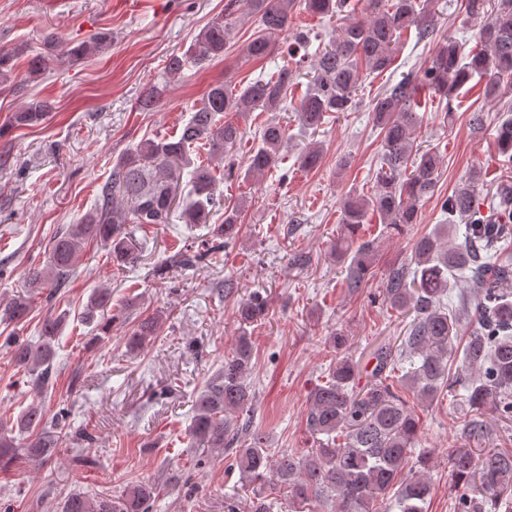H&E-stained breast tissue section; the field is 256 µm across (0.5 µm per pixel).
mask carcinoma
Returning <instances> with one entry per match:
<instances>
[{"mask_svg":"<svg viewBox=\"0 0 512 512\" xmlns=\"http://www.w3.org/2000/svg\"><path fill=\"white\" fill-rule=\"evenodd\" d=\"M360 0H228L224 14L214 18L196 36L192 58L198 64L224 57L239 13L259 18L261 34L246 47L247 55L265 59L278 48V38L288 30L291 13L299 9L328 20L341 21L339 33L322 44L310 65V80L296 117L307 129H317L331 112H349L360 68L381 74L392 66L402 35L418 27L423 40L434 32L427 4L417 0H368V19L356 17ZM470 18L487 16L477 33V45L448 38L439 43L421 75H408L370 102L381 130V161L375 176V192L348 199L342 209V231L336 241V258L348 263L344 287L354 294L373 277L376 253L366 241L355 244L371 213L381 223L398 230L415 224L420 202L434 195L440 156L417 149L413 135L421 118L416 98L418 86L428 87L442 99L470 80L482 86L486 98H501L512 90V0H465ZM110 38L102 34L77 45H64L49 35V52L35 53L26 44L0 47V90L23 93L28 84L43 76L55 57L85 59L102 51ZM60 48V54L50 50ZM27 68L19 70L20 58ZM294 74L288 65L262 83L240 92L226 82H215L193 107L191 118L179 134L146 139L135 154L118 159L97 194V204L82 222L57 234L47 260L29 269L27 291L0 302V321L24 324L33 312L32 297L52 301L65 287L80 253L92 242L103 245L112 263L134 260L135 231L151 224H167L174 213L185 224H207L221 205L213 167L191 166L188 154L204 146L209 154L226 156L242 138L238 124L224 119L233 112L243 117L258 108L273 111L291 87ZM158 87L148 88L138 101L142 112L153 111L159 101ZM51 111L50 103L33 101L13 113L7 128L41 125ZM499 153L512 162V118L501 120L496 134ZM286 127L266 123L259 145L247 157L245 176L258 177L274 167L290 147ZM321 159L319 147L310 145L298 154L299 168L312 170ZM485 182L473 170L468 183L446 197L441 208L448 223L438 224L418 237L411 260L390 267L383 278L382 297L390 308L411 317L406 334L395 347L378 350L372 380L358 387V364L349 337L337 332L329 337L330 348L346 350L336 358L324 384L310 395L307 428L322 436L318 447L299 456L267 447L264 434L252 430L255 393L247 383L253 359V336L248 327L260 320L266 301L253 296L237 309L241 334L224 365L205 384L188 428L190 447L199 451L228 452L229 468L239 471L245 498L243 507L229 512H315L324 502L331 512H425L432 493L425 452L414 458L420 417L407 405L406 393L433 402L439 389L463 387L469 436L482 440L489 428L484 421L492 410L512 417V186L500 187L495 217L483 214L476 191ZM189 187L182 204L176 203L180 184ZM241 208L224 209V222L211 235L189 241L171 260L189 269L212 260L234 243L241 231ZM463 276L476 293L479 317L463 348L461 369L452 370L451 355L465 306L452 311L444 297L450 279ZM127 302L112 308V291L95 288L78 314L81 324L104 330L124 317ZM166 313L158 310L137 321L127 337L136 351L158 335ZM66 323L58 315L45 318L36 341L6 336L0 346L10 353L15 366L34 377L40 388L51 383L57 358L55 342ZM409 363V369L403 364ZM65 408L51 411L45 401L35 400L5 427L0 421V468L24 457L41 465L52 459L62 439L78 445L90 440L87 432H68ZM24 436L19 442L13 433ZM416 459L419 469L404 479L402 473ZM451 466L462 493L458 512H496L512 503V451L457 448ZM157 487L137 482L122 491L89 495L72 492L60 503V512H151Z\"/></svg>","mask_w":512,"mask_h":512,"instance_id":"cac0c4a2","label":"carcinoma"}]
</instances>
